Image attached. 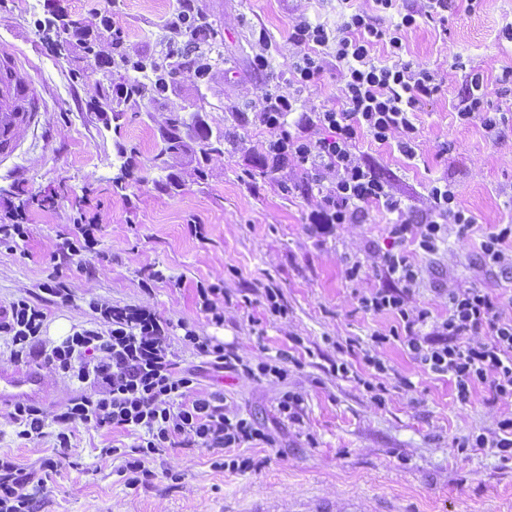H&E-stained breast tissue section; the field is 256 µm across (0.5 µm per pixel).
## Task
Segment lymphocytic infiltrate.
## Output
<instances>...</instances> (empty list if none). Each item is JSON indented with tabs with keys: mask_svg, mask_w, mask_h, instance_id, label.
Listing matches in <instances>:
<instances>
[{
	"mask_svg": "<svg viewBox=\"0 0 512 512\" xmlns=\"http://www.w3.org/2000/svg\"><path fill=\"white\" fill-rule=\"evenodd\" d=\"M457 6L458 0H413L406 7L398 0H372L370 8L356 9L333 31L304 19L294 21L288 33L294 49L288 76L283 84L262 92L255 118L268 132L261 154L267 172L288 167L302 178L312 203L310 233L366 223L373 208L389 214L390 246L377 252L376 266L391 285L359 293L360 308L395 313L404 324L412 359L424 370L452 380L460 402L468 401L478 383L487 385L495 399L511 402L512 317H504L498 294L475 286L449 289L448 316L432 338L421 333L430 311L410 304L419 271L402 245L410 241L424 254H435L449 226L467 235L478 222L476 215L460 204L455 186L445 179L430 185L422 212H414L356 153L360 137L367 135L380 144L395 143L400 152L415 157L419 130L414 114L441 93L444 79L438 71L401 60L404 36L421 22L447 28L448 14ZM387 13L399 14V21L384 24ZM166 29L171 58L181 48L205 44L215 36L190 0H182ZM377 45L389 47L392 65L374 61L370 52ZM329 47L334 50L340 102L300 112L301 94L324 71L322 51ZM497 97L498 105H490L482 73L471 71L458 107L460 119L479 122L491 135H499L501 127L512 122L511 69L500 77ZM295 111L300 117L290 131L287 118ZM42 292L37 300L18 296L0 312V342L10 363L42 358L54 374L78 382L80 390L51 414L24 401L14 403L5 420L17 438L41 439L47 424L53 423L55 445L64 450L71 446L76 425L122 428L134 435L133 444L105 449L104 454L120 460L117 474L130 487L151 477V464L171 448L226 450L256 441L275 445L271 433L226 404L223 392L199 390L196 373L181 368L180 353L190 350L215 371L271 384L287 380L292 361L288 353L280 351L254 363L236 354L232 345L195 328L170 335V321L150 308L121 307L98 298L88 302L94 315L91 326L74 328L50 344L42 336L44 306L70 304L72 292L57 279ZM53 468L48 460L28 471L13 457L0 455V512H38Z\"/></svg>",
	"mask_w": 512,
	"mask_h": 512,
	"instance_id": "1",
	"label": "lymphocytic infiltrate"
}]
</instances>
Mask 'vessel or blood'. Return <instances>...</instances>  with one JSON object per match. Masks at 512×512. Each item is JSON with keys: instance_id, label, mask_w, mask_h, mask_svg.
<instances>
[{"instance_id": "vessel-or-blood-1", "label": "vessel or blood", "mask_w": 512, "mask_h": 512, "mask_svg": "<svg viewBox=\"0 0 512 512\" xmlns=\"http://www.w3.org/2000/svg\"><path fill=\"white\" fill-rule=\"evenodd\" d=\"M15 57L0 58V156L13 153L17 130L30 122L35 111L33 86L15 78ZM53 383L41 369L31 367L0 368V404L15 401H45ZM300 512H383L374 499L351 495L341 501L316 499L301 503Z\"/></svg>"}]
</instances>
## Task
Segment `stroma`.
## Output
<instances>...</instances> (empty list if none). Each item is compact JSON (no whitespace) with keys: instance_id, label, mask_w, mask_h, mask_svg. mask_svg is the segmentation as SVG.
<instances>
[{"instance_id":"stroma-1","label":"stroma","mask_w":512,"mask_h":512,"mask_svg":"<svg viewBox=\"0 0 512 512\" xmlns=\"http://www.w3.org/2000/svg\"><path fill=\"white\" fill-rule=\"evenodd\" d=\"M192 2L217 34L208 79L179 66L164 98H141L104 114L96 109L101 95L134 78L119 66V52L164 60L165 25L178 0H0V54L17 56L20 79L33 83L38 97L15 154L0 161V205L14 206L27 226L25 239L0 246V309L59 278L74 300L47 307L50 325L87 324V302L95 297L148 307L170 321L173 336L180 335V322L194 324L254 361L289 351L296 363L287 388L302 398L301 420L280 419L278 388L213 373L185 351L181 366L198 369L202 390H223L228 406L275 434L276 447L257 441L242 449L255 468L217 469L208 450L172 448L164 464L153 465L152 477L131 489L118 480L116 462L100 454L130 443V436L81 424L62 455L51 437L25 441L1 422L0 454L25 468L47 458L56 462L41 512H249L262 499L336 500L354 493L378 496L400 512H512V459L492 448H458L469 434L497 432L498 421L512 416V402L493 401L482 384L459 402L453 383L427 373L396 338L380 349L387 374L372 378L382 404L358 383L369 376L362 351L372 334L397 325L392 313L363 312L355 299L363 289L388 284L372 253L386 244V216L375 211L369 223L313 236L308 201L287 189L292 171L272 174L260 164L268 133L255 122V108L261 92L286 75L293 52L288 28L303 17L336 29L344 21L341 0ZM104 16L122 30L124 45L118 50L100 42L91 76L67 23L93 29ZM510 22L512 0H481L475 11L450 19L447 35L424 24L410 31L403 60L438 70L446 80L442 95L416 114V155L367 137L357 143L358 155L410 204L423 207L429 184L445 178L478 218L464 237L449 227L435 254L403 247L419 270L412 301L429 308L438 323L448 316L450 288L512 292L479 255L482 234L512 221L504 206L512 194V126L493 139L480 124L458 117L469 70L481 71L493 90L503 69L512 67V40L502 32ZM262 36L270 44L265 51ZM261 51L269 61L263 71L253 64ZM175 120L182 147L158 164ZM213 141L219 152L198 166L201 148ZM82 213L96 219L93 243L60 262L57 250L78 237L74 220ZM356 260L363 270L352 281L346 269ZM153 270L164 279L144 288ZM213 283L230 298L220 325L199 309L197 286ZM269 286L279 290L282 313L270 309ZM341 362L351 364L352 377L334 373Z\"/></svg>"}]
</instances>
